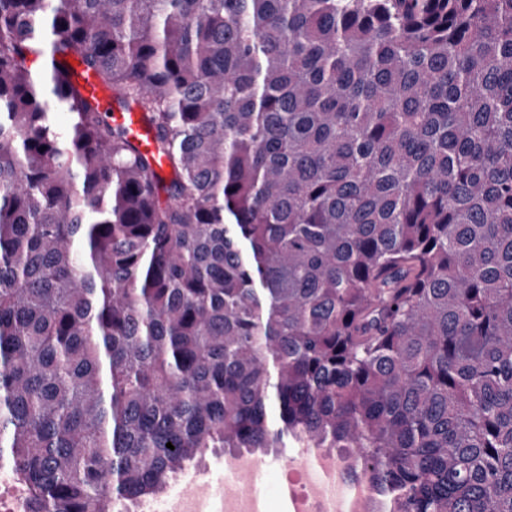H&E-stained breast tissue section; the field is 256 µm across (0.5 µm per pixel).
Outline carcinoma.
I'll list each match as a JSON object with an SVG mask.
<instances>
[{
    "label": "carcinoma",
    "mask_w": 512,
    "mask_h": 512,
    "mask_svg": "<svg viewBox=\"0 0 512 512\" xmlns=\"http://www.w3.org/2000/svg\"><path fill=\"white\" fill-rule=\"evenodd\" d=\"M289 446L512 512V0H0V466L105 512ZM76 71L78 73V77H76V79L81 86L83 93L93 99L99 110L101 112H106L109 118L111 113L116 121L125 124L133 142L138 145L142 151H149L151 146L149 144L147 132L142 123L140 113L134 109H130L125 112L113 111L112 106L116 111L122 109L119 108L116 101H114L112 105V99L116 96V93L112 88L102 86L92 73L83 74L81 70L78 69H76Z\"/></svg>",
    "instance_id": "carcinoma-1"
}]
</instances>
